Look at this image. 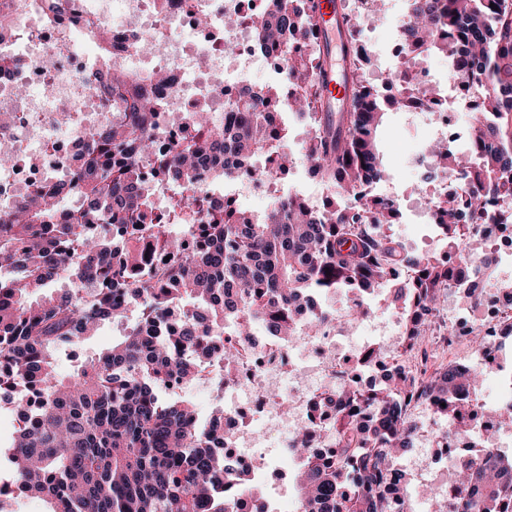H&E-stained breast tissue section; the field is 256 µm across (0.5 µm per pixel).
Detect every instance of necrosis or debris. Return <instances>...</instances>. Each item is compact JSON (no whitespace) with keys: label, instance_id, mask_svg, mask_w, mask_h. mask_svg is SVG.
Segmentation results:
<instances>
[{"label":"necrosis or debris","instance_id":"obj_1","mask_svg":"<svg viewBox=\"0 0 512 512\" xmlns=\"http://www.w3.org/2000/svg\"><path fill=\"white\" fill-rule=\"evenodd\" d=\"M210 22H197L199 12ZM260 15L246 0H58L47 11L42 0H0V19L14 35L0 42V112L9 119L0 124V212L10 209L22 195L75 168L85 150L86 133L110 122L107 102L93 96L89 87L100 65L83 35L96 31L106 38L129 44L118 62L130 70H162L171 78L163 88L164 112H192L209 104L220 112L225 102L241 97L257 69L283 72L277 55L264 52L254 41ZM236 51L225 55V43ZM476 84L453 79L452 93H440L431 112L436 138L457 137L454 105L476 102ZM423 187L409 208L426 224H438L443 213L434 199L458 195L461 181L435 169L425 155L415 159ZM471 293L468 306L448 303L449 333L442 343L448 350L466 345L473 328L495 336L512 318V290L484 283L470 267L462 269ZM336 307L320 299L316 309L296 313L297 326L319 317L318 335L236 336L239 356L233 380L223 383V342L212 343L211 370L198 374L191 387L209 389L224 402L220 433L224 457L242 465L247 478L259 485L283 483L289 506H296L295 470L281 472L270 463L272 448L298 446V433L312 432V448L335 453L326 436L331 410L321 397L353 385L361 389L385 384L400 369L419 375L428 368L422 351L403 359L395 321L372 325L378 346H365L360 356L344 353V333L336 326ZM363 366L368 376L356 382L354 370Z\"/></svg>","mask_w":512,"mask_h":512}]
</instances>
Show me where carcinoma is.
<instances>
[{"mask_svg": "<svg viewBox=\"0 0 512 512\" xmlns=\"http://www.w3.org/2000/svg\"><path fill=\"white\" fill-rule=\"evenodd\" d=\"M260 2L267 21L257 42L275 45L290 32L307 47L282 49L285 75L297 88L288 108L311 130L302 160L315 165L336 201L317 208L286 194L261 220L226 204L198 222L202 155L224 182L237 180L234 169L216 166L228 153L266 157L268 165L251 171L256 181L288 174L284 128L265 112L279 87L250 88L233 103L243 111L235 124L216 123L204 105L173 115L191 134L163 155L159 100L145 83L157 88L166 74L132 77L113 68L111 48L96 38L102 71L93 94L111 103L112 122L88 132L86 151L65 181L21 197L0 217V391L24 421L11 444L13 481L0 484V512H7L14 486L43 500L47 512H236L242 493L250 512H265L259 490L225 465L192 403L166 399L164 389L194 380L210 344L224 333L247 336L254 327L291 335L292 313L310 302L309 294L370 293L390 284L388 272L396 267L415 272L397 289L405 305L401 345L409 353L437 331L451 265L407 251L383 230L398 199L366 192L385 178L376 141L384 109L356 51L362 28L346 9V95L339 111L324 112L310 0ZM408 10L404 36L411 49L398 70L401 82L421 54L434 51L478 84L479 153L429 156L448 163L470 188L461 205L438 200L447 213L438 228L448 253L464 263L477 260L491 274L497 265L491 246L476 255L468 241L493 208L512 219V0H408ZM441 30L455 37L453 51L438 41ZM144 166L155 168L157 187L140 182ZM160 186L173 188L166 211L153 199ZM64 199L79 208L60 224ZM127 294L138 309L124 336L73 375L58 376L55 352L105 321L126 318ZM173 315L183 319L179 335L150 332ZM477 384L467 367L452 365L419 382L402 375L365 394L347 389L334 396L336 459L297 449L301 512H411L407 476H392L390 466L417 431L406 417L408 404L417 399L453 417L463 406L458 393L473 395ZM453 472L463 473L448 481L460 512H512V457L486 448L479 462Z\"/></svg>", "mask_w": 512, "mask_h": 512, "instance_id": "obj_1", "label": "carcinoma"}]
</instances>
